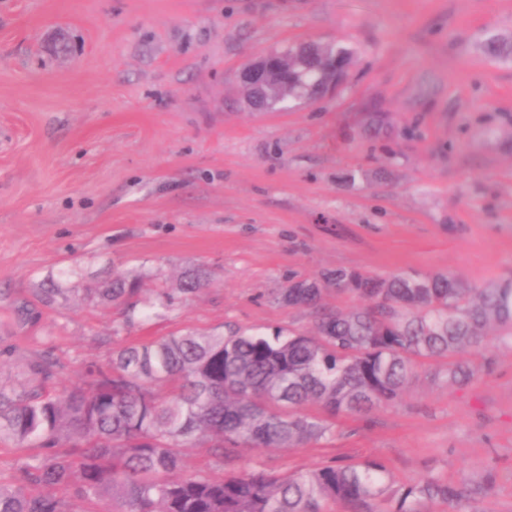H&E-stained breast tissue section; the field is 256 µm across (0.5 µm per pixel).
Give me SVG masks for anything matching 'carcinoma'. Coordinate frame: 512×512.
Segmentation results:
<instances>
[{"label": "carcinoma", "instance_id": "obj_1", "mask_svg": "<svg viewBox=\"0 0 512 512\" xmlns=\"http://www.w3.org/2000/svg\"><path fill=\"white\" fill-rule=\"evenodd\" d=\"M485 52L512 58L492 36ZM289 73L262 97L273 108L311 99L332 86L333 58L349 49L306 43L280 50ZM201 272L176 292L205 285ZM362 303L331 309L326 291ZM138 280L125 276L98 297L126 305L134 320ZM280 300L308 311L313 331L269 336L218 332L173 334L123 346L83 384L57 392L61 366L27 364L30 379L0 384V440L40 453L0 483V512H426L432 502L463 512L471 490L429 477L393 487L378 460L327 462L274 474L224 471L242 447L297 448L336 438L333 419L396 402L425 361L448 360V383L475 372L464 357L512 339V278L479 288L448 273L411 271L376 278L336 268L290 279ZM206 447L217 474H186L184 451Z\"/></svg>", "mask_w": 512, "mask_h": 512}]
</instances>
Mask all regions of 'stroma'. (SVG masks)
Returning a JSON list of instances; mask_svg holds the SVG:
<instances>
[{
  "mask_svg": "<svg viewBox=\"0 0 512 512\" xmlns=\"http://www.w3.org/2000/svg\"><path fill=\"white\" fill-rule=\"evenodd\" d=\"M492 35L512 41V0H0V382L48 356L68 386L172 333L310 330L279 299L292 274L511 277L512 60L484 54ZM338 40L354 55L323 98L249 108L251 60ZM370 112L393 134L364 133ZM197 267L209 284L128 328L85 295L126 271L153 301ZM469 362L468 385L427 362L335 441L233 467L372 458L512 512V345Z\"/></svg>",
  "mask_w": 512,
  "mask_h": 512,
  "instance_id": "obj_1",
  "label": "stroma"
}]
</instances>
